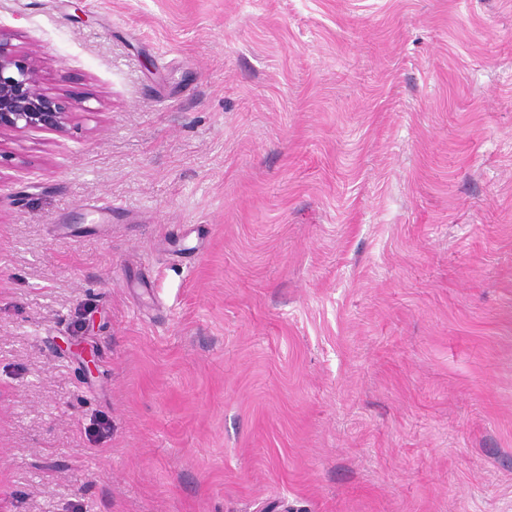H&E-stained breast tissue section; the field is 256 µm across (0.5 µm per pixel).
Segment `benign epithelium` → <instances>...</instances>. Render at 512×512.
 Here are the masks:
<instances>
[{
    "instance_id": "obj_1",
    "label": "benign epithelium",
    "mask_w": 512,
    "mask_h": 512,
    "mask_svg": "<svg viewBox=\"0 0 512 512\" xmlns=\"http://www.w3.org/2000/svg\"><path fill=\"white\" fill-rule=\"evenodd\" d=\"M38 54L12 43L0 29V139L29 130L59 131L79 106L69 95L44 88Z\"/></svg>"
}]
</instances>
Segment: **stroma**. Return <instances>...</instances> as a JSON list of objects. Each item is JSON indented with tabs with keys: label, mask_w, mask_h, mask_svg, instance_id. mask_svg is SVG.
Returning <instances> with one entry per match:
<instances>
[{
	"label": "stroma",
	"mask_w": 512,
	"mask_h": 512,
	"mask_svg": "<svg viewBox=\"0 0 512 512\" xmlns=\"http://www.w3.org/2000/svg\"><path fill=\"white\" fill-rule=\"evenodd\" d=\"M0 30L82 103L0 142L9 512H512V0Z\"/></svg>",
	"instance_id": "obj_1"
}]
</instances>
